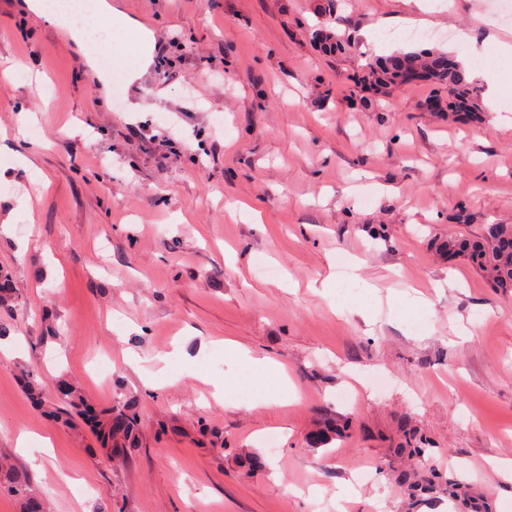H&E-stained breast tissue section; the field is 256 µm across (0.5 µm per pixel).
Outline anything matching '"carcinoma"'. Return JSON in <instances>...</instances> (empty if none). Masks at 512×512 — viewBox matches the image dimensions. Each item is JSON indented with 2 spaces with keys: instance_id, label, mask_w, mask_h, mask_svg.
<instances>
[{
  "instance_id": "1",
  "label": "carcinoma",
  "mask_w": 512,
  "mask_h": 512,
  "mask_svg": "<svg viewBox=\"0 0 512 512\" xmlns=\"http://www.w3.org/2000/svg\"><path fill=\"white\" fill-rule=\"evenodd\" d=\"M337 0H323L318 7L321 21L312 35L321 41L328 53L344 54L351 42L329 25V19L337 11ZM421 72V79L434 86V99L442 103V111L448 118L461 121L481 119V92L468 72L451 55L423 50L380 57L370 62L355 80L379 95L407 83L409 74ZM463 255L471 265L485 273L493 287L503 293L512 291V224H487L483 234L476 238H449L448 256ZM70 410L61 412L50 400L52 388L30 379L25 387L36 407L49 416L70 424L80 417L91 426L100 439L106 454L126 457L139 438L140 421L133 405L124 403L97 411L87 404L75 385L59 381ZM6 491L21 504L22 512H43L42 500L30 486L29 478L10 464L0 462V491Z\"/></svg>"
}]
</instances>
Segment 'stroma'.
I'll return each mask as SVG.
<instances>
[{
  "instance_id": "obj_1",
  "label": "stroma",
  "mask_w": 512,
  "mask_h": 512,
  "mask_svg": "<svg viewBox=\"0 0 512 512\" xmlns=\"http://www.w3.org/2000/svg\"><path fill=\"white\" fill-rule=\"evenodd\" d=\"M318 2L116 0L152 38L129 83L116 27L78 45L0 0V268L20 295L0 307V459L46 512H336L356 472L347 512H512L487 464L512 459V293L441 250L512 224V94L464 123L423 110L431 85L366 107L350 80L397 50L459 54L463 31L486 65L512 21L492 0H341L336 58L308 36ZM422 27L448 37H399ZM278 364L297 397L269 405ZM29 372L134 404L136 450L113 461L36 410Z\"/></svg>"
}]
</instances>
